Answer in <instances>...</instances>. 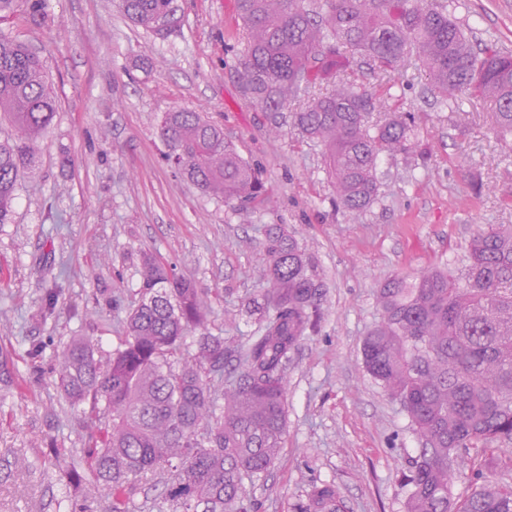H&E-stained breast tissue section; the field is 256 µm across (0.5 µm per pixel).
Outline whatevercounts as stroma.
<instances>
[{
  "label": "stroma",
  "instance_id": "stroma-1",
  "mask_svg": "<svg viewBox=\"0 0 512 512\" xmlns=\"http://www.w3.org/2000/svg\"><path fill=\"white\" fill-rule=\"evenodd\" d=\"M46 3L48 22L22 4L0 20L1 34L39 52L56 94L14 221L0 224V357L13 379L0 385V512H107L64 475L85 427L55 380L56 351L73 336L104 354L119 346L147 254L208 293L213 334L247 343L274 224L325 285L322 321L288 366L280 453L246 496L256 512H297L313 485L332 482L342 512H405L401 474L418 440L361 353L380 318L376 292L396 273L462 268L479 226L512 225V143L480 103L452 111L407 69L392 100L420 118L429 158H382L378 199L353 222L335 203L321 147L288 114L255 111L242 96L234 0H176L180 24L164 37L129 21L118 0ZM448 11L475 39L512 50V0H449ZM179 109L223 128L260 169L267 202L224 204L170 167L157 119Z\"/></svg>",
  "mask_w": 512,
  "mask_h": 512
}]
</instances>
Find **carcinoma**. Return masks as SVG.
<instances>
[{
	"mask_svg": "<svg viewBox=\"0 0 512 512\" xmlns=\"http://www.w3.org/2000/svg\"><path fill=\"white\" fill-rule=\"evenodd\" d=\"M235 0L241 21L240 91L258 111L290 113L301 136L323 149L339 208L358 217L379 195L378 163L420 145L416 117L376 114L403 67L426 73L431 90L464 111L485 104L497 132L512 139V53L476 49L448 17V0ZM135 24L157 34L178 23L173 0H119ZM363 64L377 79L352 77ZM56 112L42 59L0 34V114L16 135L0 138V224L14 214L21 178ZM179 173L226 204L253 203L268 190L259 170L219 126L198 112L165 113L158 124ZM266 279L253 301L261 335L244 353L206 331L195 282L152 257L143 260L139 300L119 347L102 356L73 337L55 356L71 405L90 424L85 460L68 474L135 512L134 495L165 476L169 512H250L244 480L264 476L287 427L291 353L320 324L321 288L311 261L278 227L266 235ZM380 321L363 339L368 374L409 418L420 448L402 476L406 512H512V225L473 234L460 273L432 269L389 276L377 291ZM202 330L197 352L184 344ZM242 359L224 381V368ZM478 485L456 500L459 462ZM301 512H340L330 482L313 486Z\"/></svg>",
	"mask_w": 512,
	"mask_h": 512,
	"instance_id": "1",
	"label": "carcinoma"
}]
</instances>
